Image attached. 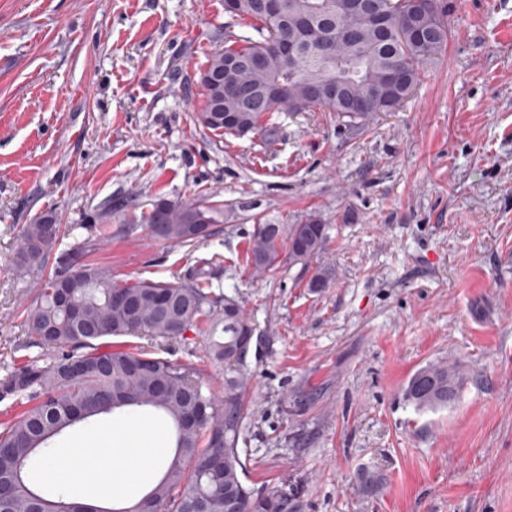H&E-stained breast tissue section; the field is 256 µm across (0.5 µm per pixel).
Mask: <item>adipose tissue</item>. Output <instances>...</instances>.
<instances>
[{"mask_svg":"<svg viewBox=\"0 0 512 512\" xmlns=\"http://www.w3.org/2000/svg\"><path fill=\"white\" fill-rule=\"evenodd\" d=\"M90 457L95 467L86 466ZM169 461L160 432L128 417L100 430L94 439L70 442L46 461L40 479L50 486L68 483L79 500L98 507L114 494L129 507L141 499L144 482Z\"/></svg>","mask_w":512,"mask_h":512,"instance_id":"adipose-tissue-1","label":"adipose tissue"}]
</instances>
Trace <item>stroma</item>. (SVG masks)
Returning <instances> with one entry per match:
<instances>
[{
	"mask_svg": "<svg viewBox=\"0 0 512 512\" xmlns=\"http://www.w3.org/2000/svg\"><path fill=\"white\" fill-rule=\"evenodd\" d=\"M224 0H0V377L39 353L24 319L40 271L20 230L55 209L51 253L113 278L202 271L253 324L243 481L288 512H512V0H448V40L401 107L350 130L332 112H277L274 141L203 127L199 73L253 36ZM223 204L192 246L134 214L99 237L111 198ZM318 219L311 266L257 274L258 224ZM330 281L313 291L316 268ZM199 331L166 343L216 396ZM457 365L454 403L403 399L431 363Z\"/></svg>",
	"mask_w": 512,
	"mask_h": 512,
	"instance_id": "obj_1",
	"label": "stroma"
}]
</instances>
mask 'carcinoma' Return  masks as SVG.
Returning <instances> with one entry per match:
<instances>
[{"mask_svg": "<svg viewBox=\"0 0 512 512\" xmlns=\"http://www.w3.org/2000/svg\"><path fill=\"white\" fill-rule=\"evenodd\" d=\"M442 19L435 38L407 54L409 15L416 0H364L353 10L344 0H281V14L269 18L258 0H238L235 16L250 21L257 39L247 45L213 52L204 71L216 81H229L254 96L216 100L207 83L199 116L220 106L235 115L231 125L204 124L217 133L272 139L275 112H346L353 102L363 105L351 127L371 112L389 108L379 95L387 72L398 80L392 98L401 101L418 82V65L438 53L448 38V9L434 0ZM302 43L292 58L275 50L283 33ZM265 55L259 69L224 71V56L246 59ZM342 85L335 99L320 100L327 84ZM223 209L202 201H168L161 212L142 215L151 234L191 245L209 237L221 223ZM60 232L57 213L43 212L25 225L15 265L22 271L44 266ZM325 225H256L247 261L256 273L276 269L282 255L291 263L309 264L323 250ZM31 342L45 350V362L31 359L0 380V401L22 407L0 422V512H225L227 498L237 512H288L277 493L255 494L241 475L238 451L246 409L242 402L244 364L254 332L235 298H220L200 279L177 282L117 281L112 274L83 263L78 256L41 282V301L27 311ZM204 329L206 358L224 365V401H219L193 363L166 356L159 345ZM143 333L158 344L116 345L112 339ZM461 376L446 363L429 364L408 380L403 397L416 410L446 408L458 395ZM146 411L172 428V460L158 480L130 508H98L72 498L61 487H46L39 478L54 439L116 413Z\"/></svg>", "mask_w": 512, "mask_h": 512, "instance_id": "carcinoma-1", "label": "carcinoma"}]
</instances>
